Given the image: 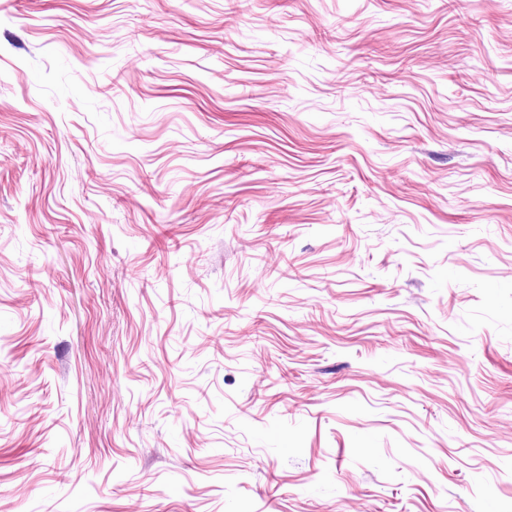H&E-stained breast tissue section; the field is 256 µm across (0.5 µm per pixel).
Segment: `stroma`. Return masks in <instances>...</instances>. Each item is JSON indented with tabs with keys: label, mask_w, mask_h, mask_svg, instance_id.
<instances>
[{
	"label": "stroma",
	"mask_w": 512,
	"mask_h": 512,
	"mask_svg": "<svg viewBox=\"0 0 512 512\" xmlns=\"http://www.w3.org/2000/svg\"><path fill=\"white\" fill-rule=\"evenodd\" d=\"M0 512H512V0H0Z\"/></svg>",
	"instance_id": "obj_1"
}]
</instances>
